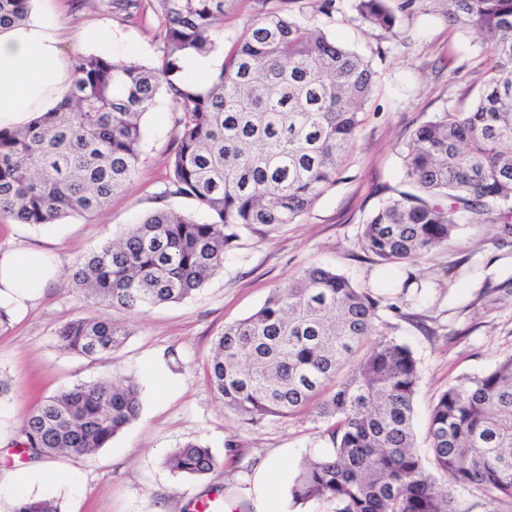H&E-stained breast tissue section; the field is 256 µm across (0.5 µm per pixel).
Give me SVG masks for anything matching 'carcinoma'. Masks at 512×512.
<instances>
[{"label": "carcinoma", "mask_w": 512, "mask_h": 512, "mask_svg": "<svg viewBox=\"0 0 512 512\" xmlns=\"http://www.w3.org/2000/svg\"><path fill=\"white\" fill-rule=\"evenodd\" d=\"M32 0H0V28L24 24ZM141 24L142 0H93ZM230 0H151L158 27L150 64L97 54L71 59L69 95L25 126L0 129V217L34 226L102 211L132 181L143 115L164 94L175 106L165 193L190 198L208 220L173 210L145 215L122 237L80 259L74 287L107 308L178 303L214 277L245 228L292 224L336 175L354 145L378 72L306 18L263 10L224 51L205 88L181 63L217 50L213 32ZM360 18L387 33V0H356ZM424 11L474 31L494 50L466 112L415 129L402 156L414 192L384 200L365 220L362 248L385 264H414L468 224L496 225L512 246V0H424ZM378 301L333 269L311 266L273 289L250 316L224 327L208 379L246 425L311 411L328 447L305 459L294 504L324 512H460L452 485L512 502V354L464 375L435 398L426 441L416 443L421 380L412 349L369 340ZM127 332L104 314L77 317L61 347L110 358ZM140 391L128 380L76 384L40 402L17 429L29 458L94 455L129 425ZM165 464L187 477L217 466L188 441ZM11 512H60L21 498Z\"/></svg>", "instance_id": "cac0c4a2"}]
</instances>
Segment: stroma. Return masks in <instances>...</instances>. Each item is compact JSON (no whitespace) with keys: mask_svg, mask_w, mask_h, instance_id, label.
Returning a JSON list of instances; mask_svg holds the SVG:
<instances>
[{"mask_svg":"<svg viewBox=\"0 0 512 512\" xmlns=\"http://www.w3.org/2000/svg\"><path fill=\"white\" fill-rule=\"evenodd\" d=\"M336 7L328 17L314 11L313 0L288 6L290 15L310 17L380 75L335 184L296 223L242 230L221 271L191 297L143 313L110 310L129 332L112 358L61 350L57 331L99 310L72 286L78 259L155 210L197 213L193 200L163 194L176 119L172 104L159 98L158 110L143 116L135 176L104 210L39 227L0 220L1 250L37 247L54 265L47 287L25 306H11L9 325L0 329V375L12 381L0 397V484H12L17 473L32 468L15 443L32 408L62 389L104 378L139 383L140 413L93 457L54 458L69 483L33 494L57 499L60 512H196L201 500L222 512L225 498L244 494L256 464L273 454L282 459L285 481H292L299 461L326 447L324 423L303 413L244 425L215 398L208 371L212 342L225 325L249 316L273 288L311 265L335 269L370 294L378 302L376 334L414 351L422 373L417 436H424L432 402L449 383L512 353V247L496 244L493 226L462 224L448 246L403 267L380 264L359 243L366 217L401 187V153L412 132L443 113L469 109L493 56L490 44L419 7L401 16L391 33L363 22L354 0H336ZM51 19L60 27L65 58L93 52L81 37L90 24L112 27L118 45L111 59L125 58L129 46L138 61L155 55V15L133 25L78 0H54ZM157 374L170 383L166 396L157 393ZM191 440L215 455L211 473L188 478L164 466L168 452Z\"/></svg>","mask_w":512,"mask_h":512,"instance_id":"obj_1","label":"stroma"}]
</instances>
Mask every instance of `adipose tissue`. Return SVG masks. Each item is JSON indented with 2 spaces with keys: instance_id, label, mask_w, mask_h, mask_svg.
<instances>
[{
  "instance_id": "adipose-tissue-1",
  "label": "adipose tissue",
  "mask_w": 512,
  "mask_h": 512,
  "mask_svg": "<svg viewBox=\"0 0 512 512\" xmlns=\"http://www.w3.org/2000/svg\"><path fill=\"white\" fill-rule=\"evenodd\" d=\"M73 74L68 68L57 28L31 21L0 32V128L29 120L49 109L70 91ZM54 271L39 249L0 252V304L22 302L36 295ZM281 461L272 455L256 468L243 501L225 500V512H281Z\"/></svg>"
}]
</instances>
